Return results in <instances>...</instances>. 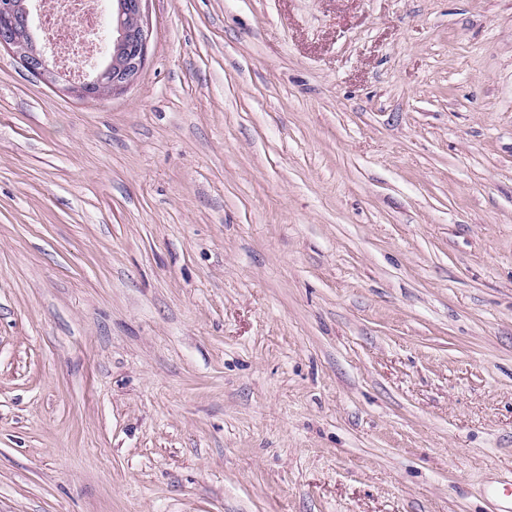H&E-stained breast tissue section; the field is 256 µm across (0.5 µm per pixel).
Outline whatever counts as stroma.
I'll return each instance as SVG.
<instances>
[{
	"mask_svg": "<svg viewBox=\"0 0 512 512\" xmlns=\"http://www.w3.org/2000/svg\"><path fill=\"white\" fill-rule=\"evenodd\" d=\"M84 102L0 52V512H500L512 0H149Z\"/></svg>",
	"mask_w": 512,
	"mask_h": 512,
	"instance_id": "obj_1",
	"label": "stroma"
}]
</instances>
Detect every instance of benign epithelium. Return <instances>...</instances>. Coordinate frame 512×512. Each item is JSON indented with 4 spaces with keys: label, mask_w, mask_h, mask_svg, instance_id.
<instances>
[{
    "label": "benign epithelium",
    "mask_w": 512,
    "mask_h": 512,
    "mask_svg": "<svg viewBox=\"0 0 512 512\" xmlns=\"http://www.w3.org/2000/svg\"><path fill=\"white\" fill-rule=\"evenodd\" d=\"M148 0H110L112 51L107 63L90 75L77 74L60 65L58 59L42 51H32L33 7L15 8L0 3V50L10 52L23 69L46 85L67 92L85 102L100 99L102 81L110 85V95L120 94L134 85L143 69L150 40L146 7Z\"/></svg>",
    "instance_id": "1"
}]
</instances>
